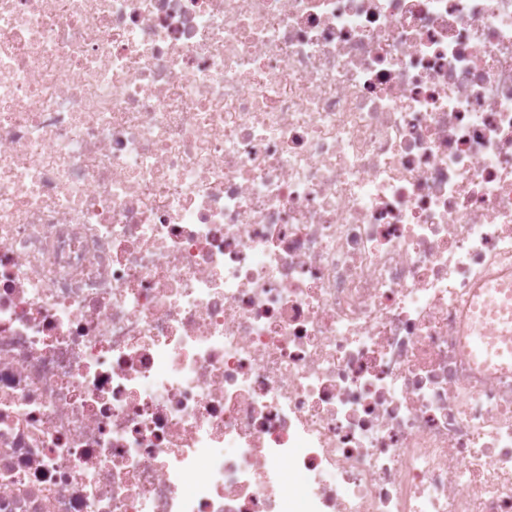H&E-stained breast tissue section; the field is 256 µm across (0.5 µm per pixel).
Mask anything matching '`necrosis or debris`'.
<instances>
[{"label":"necrosis or debris","mask_w":512,"mask_h":512,"mask_svg":"<svg viewBox=\"0 0 512 512\" xmlns=\"http://www.w3.org/2000/svg\"><path fill=\"white\" fill-rule=\"evenodd\" d=\"M500 284L512 0H0V512H512ZM484 337L480 329L476 331L475 336H471L470 352L491 361L512 365V344L501 343L496 346H486Z\"/></svg>","instance_id":"4bbe7bcc"}]
</instances>
